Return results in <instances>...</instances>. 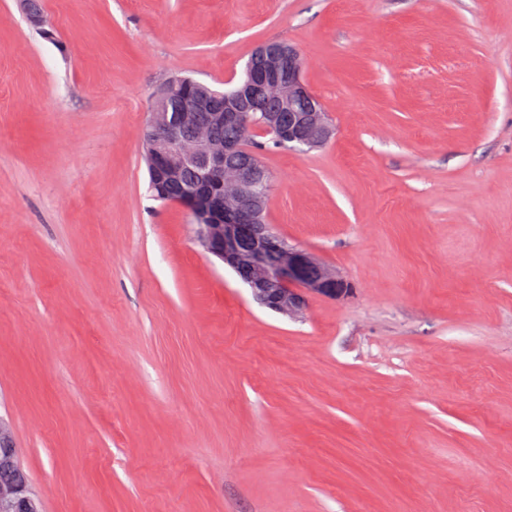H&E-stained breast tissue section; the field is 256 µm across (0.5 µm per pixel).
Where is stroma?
Masks as SVG:
<instances>
[{
  "label": "stroma",
  "instance_id": "1",
  "mask_svg": "<svg viewBox=\"0 0 512 512\" xmlns=\"http://www.w3.org/2000/svg\"><path fill=\"white\" fill-rule=\"evenodd\" d=\"M0 0V420L42 512H512V0ZM295 46L332 121L285 316L155 199L159 85Z\"/></svg>",
  "mask_w": 512,
  "mask_h": 512
}]
</instances>
